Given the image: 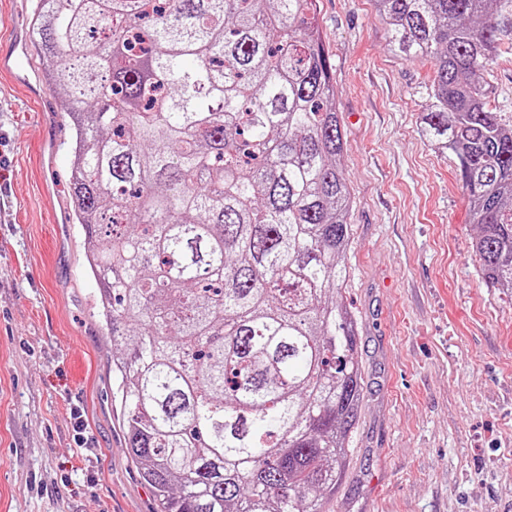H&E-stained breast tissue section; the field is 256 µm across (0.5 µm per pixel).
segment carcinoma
<instances>
[{"label":"carcinoma","mask_w":512,"mask_h":512,"mask_svg":"<svg viewBox=\"0 0 512 512\" xmlns=\"http://www.w3.org/2000/svg\"><path fill=\"white\" fill-rule=\"evenodd\" d=\"M127 451L157 512H322L363 402L353 207L319 0H38ZM434 65L481 275L512 290V124L484 70L512 0H375Z\"/></svg>","instance_id":"1"}]
</instances>
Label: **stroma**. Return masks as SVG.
Wrapping results in <instances>:
<instances>
[{
    "mask_svg": "<svg viewBox=\"0 0 512 512\" xmlns=\"http://www.w3.org/2000/svg\"><path fill=\"white\" fill-rule=\"evenodd\" d=\"M353 197L343 299L364 380L324 512H512V293L487 284L457 160L420 137L434 73L374 0H319ZM485 79L512 122V44ZM71 119L0 75V512H156L72 219Z\"/></svg>",
    "mask_w": 512,
    "mask_h": 512,
    "instance_id": "stroma-1",
    "label": "stroma"
}]
</instances>
